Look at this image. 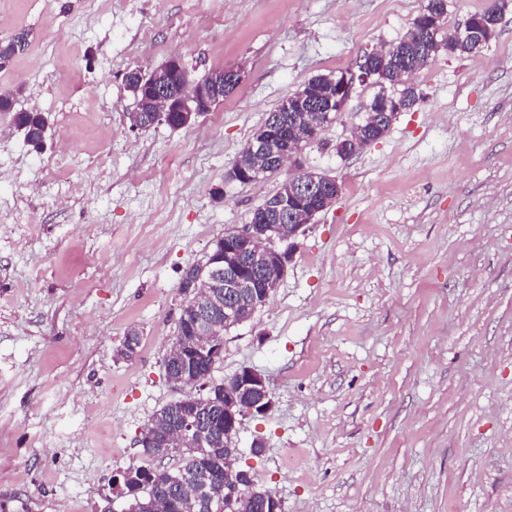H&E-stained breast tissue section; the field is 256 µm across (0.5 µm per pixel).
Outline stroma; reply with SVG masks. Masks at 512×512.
Instances as JSON below:
<instances>
[{"label": "stroma", "instance_id": "1", "mask_svg": "<svg viewBox=\"0 0 512 512\" xmlns=\"http://www.w3.org/2000/svg\"><path fill=\"white\" fill-rule=\"evenodd\" d=\"M421 4L0 0V40L26 38L0 93L51 126L38 152L0 112V512H122L105 488L185 395L163 368L183 272L281 183L227 170L283 99L404 36ZM170 58L245 80L189 126L132 129L125 73ZM416 83L360 154L334 145L362 86L304 149L341 194L210 376L265 377L274 407L243 418L238 465L283 512H512V4L488 47Z\"/></svg>", "mask_w": 512, "mask_h": 512}]
</instances>
